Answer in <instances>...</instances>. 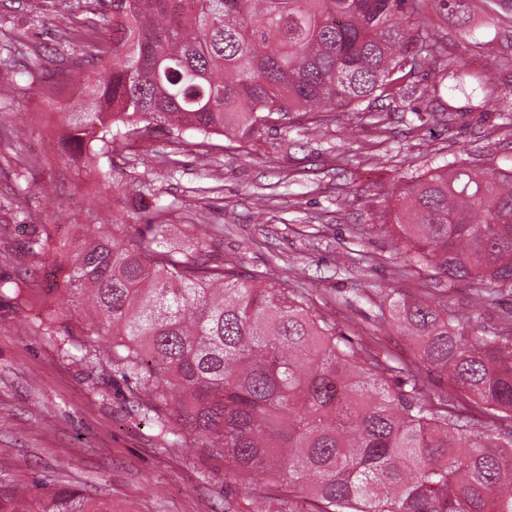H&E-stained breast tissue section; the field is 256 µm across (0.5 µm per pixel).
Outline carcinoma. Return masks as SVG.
I'll return each mask as SVG.
<instances>
[{
    "mask_svg": "<svg viewBox=\"0 0 512 512\" xmlns=\"http://www.w3.org/2000/svg\"><path fill=\"white\" fill-rule=\"evenodd\" d=\"M465 17L472 0H433ZM59 40L87 66L92 108L67 113L65 150L109 156L147 130L246 139L289 112L320 125L343 106L395 98L422 62L447 65L424 28L425 0H61ZM110 8L112 37L77 14ZM405 261L475 283L480 305L512 290V169L446 164L422 174L390 212ZM100 225L66 258L77 321L66 342L112 337V362L164 435L190 431L244 481L279 482L321 512H512V428L481 430L453 405L464 393L512 419V311L470 332L474 316L440 301L388 303L416 345V366L388 382L370 359L285 283L255 281L211 254L172 248L166 225L121 239ZM453 392L438 405L420 371ZM0 512H112L64 483L0 485Z\"/></svg>",
    "mask_w": 512,
    "mask_h": 512,
    "instance_id": "1",
    "label": "carcinoma"
}]
</instances>
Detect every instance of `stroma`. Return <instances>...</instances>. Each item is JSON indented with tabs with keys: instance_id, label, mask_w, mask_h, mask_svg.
Here are the masks:
<instances>
[{
	"instance_id": "35a3bbf8",
	"label": "stroma",
	"mask_w": 512,
	"mask_h": 512,
	"mask_svg": "<svg viewBox=\"0 0 512 512\" xmlns=\"http://www.w3.org/2000/svg\"><path fill=\"white\" fill-rule=\"evenodd\" d=\"M499 16L474 8L467 25L426 4L411 37L441 30L458 76L427 63L380 115L343 108L310 133L311 117L246 140L155 130L115 159L70 156L48 142L47 121L66 132L64 104L84 88L78 48L57 43L56 0H0V44L11 46L18 88L0 99V484L62 481L110 502L112 512H282L273 485L235 481L223 459L191 432L159 436L132 409V384L112 368L91 370L80 346L39 328L60 309L74 239L102 224L145 228L136 192L160 207L169 240L201 246L246 275L279 277L352 341L387 365L415 346L379 327L391 291L466 305L471 288L425 266L409 267L383 223L405 184L445 164L512 167V120L485 77L512 56V0ZM452 106L449 119L431 111ZM111 169V180L99 169ZM57 251L46 258L31 239Z\"/></svg>"
}]
</instances>
